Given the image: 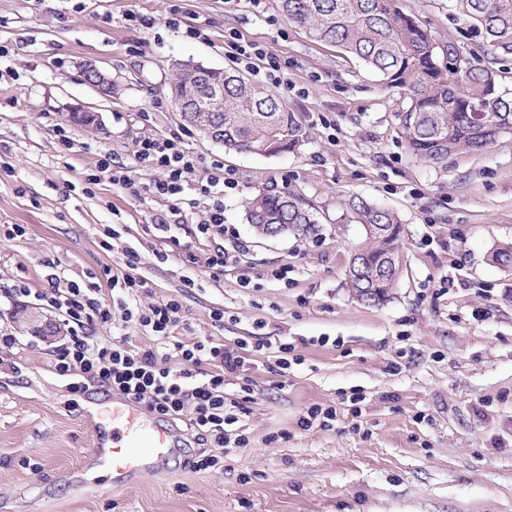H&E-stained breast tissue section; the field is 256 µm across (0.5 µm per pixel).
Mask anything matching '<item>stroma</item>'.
<instances>
[{
  "instance_id": "stroma-1",
  "label": "stroma",
  "mask_w": 512,
  "mask_h": 512,
  "mask_svg": "<svg viewBox=\"0 0 512 512\" xmlns=\"http://www.w3.org/2000/svg\"><path fill=\"white\" fill-rule=\"evenodd\" d=\"M278 4L0 0V331L16 338L0 346V512H512V268L491 258L512 242V134L444 166L419 160L399 131L400 91L310 40ZM402 4L438 44L457 38L471 64L487 65L482 37L466 32L449 0ZM171 17L179 28L166 27ZM191 26L203 37H187ZM233 32L283 69L239 63ZM88 62L111 76V99L83 81ZM179 62L235 68L287 101L305 132L300 148L228 153L185 126L169 97ZM82 106L97 108L100 126L71 122ZM144 135L183 139L199 159L195 180L214 160L237 180L224 194V230L244 249L223 276L206 272L202 208H185L177 242L158 230L172 203L153 191L162 171L135 158ZM105 156L129 170L130 184L104 173L89 185ZM290 188L318 206L319 235L258 236L243 200ZM352 194L402 220L403 273L380 305L346 286L349 254L365 239L343 214ZM128 247L148 284L138 305L179 299V341L210 337L245 359L224 396L250 445L229 449L223 472H191L202 445L181 421V447L131 483L114 486L106 465L93 475L90 412L112 395L58 375L51 363L64 335H34L16 317L38 307L49 277L125 273ZM282 267L285 282L274 277ZM282 342L293 348L286 369ZM316 405L335 408V420L304 428Z\"/></svg>"
}]
</instances>
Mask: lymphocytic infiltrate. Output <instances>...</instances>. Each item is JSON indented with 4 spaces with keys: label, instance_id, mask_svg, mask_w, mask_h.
<instances>
[{
    "label": "lymphocytic infiltrate",
    "instance_id": "lymphocytic-infiltrate-1",
    "mask_svg": "<svg viewBox=\"0 0 512 512\" xmlns=\"http://www.w3.org/2000/svg\"><path fill=\"white\" fill-rule=\"evenodd\" d=\"M136 159L163 172V179L155 182L153 189L171 199L173 215H180L179 204L197 164L194 156L181 140L145 136L138 142ZM235 186V181L225 176L223 165L217 163L205 184L198 188L200 195L210 200L197 230L213 246L207 262L213 278L222 275L232 254L243 248L237 241L229 247L224 244V191ZM124 257L126 274L115 275L108 267L102 272L111 287V296H104L96 283L75 281L62 288L52 287L47 293L50 306L71 328L54 368L62 376L81 372L94 385L132 398L164 417L188 415L191 430L207 445L190 461V469L197 473L223 471L225 447L248 445L247 437L234 431L237 417L224 398L226 375L240 373L244 362L211 338L190 345L177 344V361L172 365L158 359L153 350L97 340L96 329L111 325L118 318L142 326L159 340L170 339L179 323L182 305L173 298L145 309L130 307L127 295L144 287L145 282L133 274L137 253L128 250Z\"/></svg>",
    "mask_w": 512,
    "mask_h": 512
}]
</instances>
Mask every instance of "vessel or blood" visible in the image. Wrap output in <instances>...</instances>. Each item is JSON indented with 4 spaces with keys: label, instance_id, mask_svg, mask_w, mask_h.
<instances>
[{
    "label": "vessel or blood",
    "instance_id": "obj_1",
    "mask_svg": "<svg viewBox=\"0 0 512 512\" xmlns=\"http://www.w3.org/2000/svg\"><path fill=\"white\" fill-rule=\"evenodd\" d=\"M100 424L114 427L111 438L95 432L92 452L112 469V482L122 485L141 473L158 449L175 447L177 437L168 424L145 420L142 406L129 398L113 400L99 412Z\"/></svg>",
    "mask_w": 512,
    "mask_h": 512
}]
</instances>
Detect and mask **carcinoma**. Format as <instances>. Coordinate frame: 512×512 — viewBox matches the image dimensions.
I'll list each match as a JSON object with an SVG mask.
<instances>
[{
    "label": "carcinoma",
    "mask_w": 512,
    "mask_h": 512,
    "mask_svg": "<svg viewBox=\"0 0 512 512\" xmlns=\"http://www.w3.org/2000/svg\"><path fill=\"white\" fill-rule=\"evenodd\" d=\"M282 12L310 38L336 47L378 73L386 86L403 91L407 107L398 114L408 149L425 163L445 165L448 157L482 151L501 135L512 133V97L499 92L497 72L476 67L448 38V60L437 58L435 37L406 12L401 0H279ZM467 30L484 39L493 60L512 58V0H454ZM176 66L170 86L175 105L207 98L214 83L224 84V103L207 111L181 113L194 125H216L224 116L222 145L227 152L276 156L296 150L302 126L288 104L234 71L213 69L186 84ZM351 221L365 227L366 241L354 251L347 287L364 304H382L396 288L400 262L401 220L398 215L359 195L343 202ZM245 216L256 233L277 227L286 234L316 235L320 216L294 190L259 193L245 201Z\"/></svg>",
    "instance_id": "obj_1"
}]
</instances>
